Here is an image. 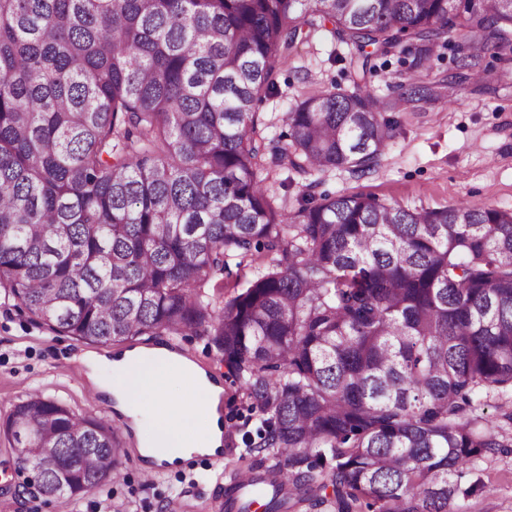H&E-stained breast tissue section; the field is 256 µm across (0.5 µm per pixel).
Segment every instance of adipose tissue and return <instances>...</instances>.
Returning <instances> with one entry per match:
<instances>
[{
  "label": "adipose tissue",
  "mask_w": 512,
  "mask_h": 512,
  "mask_svg": "<svg viewBox=\"0 0 512 512\" xmlns=\"http://www.w3.org/2000/svg\"><path fill=\"white\" fill-rule=\"evenodd\" d=\"M111 366L129 374L108 392L131 426L147 415L161 416L153 440L138 442L141 456L173 468L216 456L224 444L218 412L223 389L198 362L156 346L126 351Z\"/></svg>",
  "instance_id": "adipose-tissue-1"
}]
</instances>
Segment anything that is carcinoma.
I'll return each mask as SVG.
<instances>
[{"label":"carcinoma","mask_w":512,"mask_h":512,"mask_svg":"<svg viewBox=\"0 0 512 512\" xmlns=\"http://www.w3.org/2000/svg\"><path fill=\"white\" fill-rule=\"evenodd\" d=\"M362 57L417 46L381 99L355 84L287 112L257 103L317 22ZM453 45L458 72L423 78ZM372 51L367 53L365 48ZM512 61V0H0V290L77 340L205 336L257 412L243 438L266 512H468L469 465L511 448L512 211L410 209L362 193L286 209L271 165L303 178L380 165L397 121ZM265 261L214 309L216 274ZM15 497L83 496L127 454L103 419L28 393L0 416Z\"/></svg>","instance_id":"obj_1"}]
</instances>
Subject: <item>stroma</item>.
Returning <instances> with one entry per match:
<instances>
[{"instance_id":"35a3bbf8","label":"stroma","mask_w":512,"mask_h":512,"mask_svg":"<svg viewBox=\"0 0 512 512\" xmlns=\"http://www.w3.org/2000/svg\"><path fill=\"white\" fill-rule=\"evenodd\" d=\"M352 56L349 48L332 39L327 27L311 30L281 65L277 92L257 108L266 139L287 146L288 108L320 90H349L360 84L387 98L391 83L411 74L409 51L376 60L374 69L361 77ZM483 66L497 74L495 89L466 82L452 99L427 102L417 112L396 113L398 126L377 170L359 180L340 170L317 175L316 194L363 193L410 208L466 201L512 210V65H503L488 52ZM177 344L223 379L224 413L233 424L242 425L249 403L230 377L222 354L204 336H184ZM87 348V343L34 324L14 301L0 296V411L37 391L76 414L120 421L106 394L88 390L84 369L74 359ZM239 465L233 455L197 469L173 473L161 468L148 476L131 453L121 460L120 478L104 492L87 494L80 512H104L109 504L118 512H160L171 500L180 501L183 512H218L217 499ZM19 480L13 465L0 463V512H68L66 502L57 499L35 498L17 508L5 490ZM467 480L480 485L467 500L469 512H512V447L485 452Z\"/></svg>"}]
</instances>
